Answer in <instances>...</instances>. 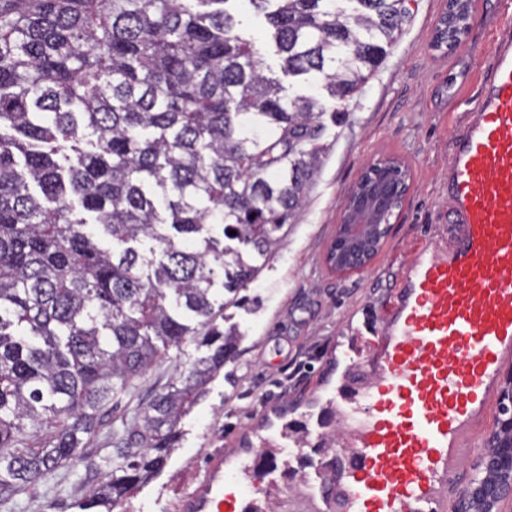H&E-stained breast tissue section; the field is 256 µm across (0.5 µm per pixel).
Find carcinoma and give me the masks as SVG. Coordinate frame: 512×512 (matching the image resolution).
<instances>
[{"instance_id": "1", "label": "carcinoma", "mask_w": 512, "mask_h": 512, "mask_svg": "<svg viewBox=\"0 0 512 512\" xmlns=\"http://www.w3.org/2000/svg\"><path fill=\"white\" fill-rule=\"evenodd\" d=\"M231 0H0V501L47 486L112 400L182 351L190 366L122 427L79 512H112L166 464L239 340L217 318L260 274L347 102L411 0H247L284 94ZM446 14L436 45L460 41ZM234 234H229V231ZM236 11L238 18L241 20L243 32L253 39L265 61V65L277 72L279 70L278 57L274 45L270 42L262 16L257 15L250 6L242 2H236Z\"/></svg>"}]
</instances>
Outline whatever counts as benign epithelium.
<instances>
[{
  "label": "benign epithelium",
  "instance_id": "7a95c632",
  "mask_svg": "<svg viewBox=\"0 0 512 512\" xmlns=\"http://www.w3.org/2000/svg\"><path fill=\"white\" fill-rule=\"evenodd\" d=\"M410 173L396 157H384L366 167L349 190L334 237L326 252L328 265L341 275L366 270L381 250L403 208ZM505 411L489 438L512 440V372L502 395ZM512 491V448H486L483 462L460 497L469 512H502V483Z\"/></svg>",
  "mask_w": 512,
  "mask_h": 512
}]
</instances>
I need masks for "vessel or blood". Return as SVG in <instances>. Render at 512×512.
Wrapping results in <instances>:
<instances>
[{
  "label": "vessel or blood",
  "instance_id": "1",
  "mask_svg": "<svg viewBox=\"0 0 512 512\" xmlns=\"http://www.w3.org/2000/svg\"><path fill=\"white\" fill-rule=\"evenodd\" d=\"M448 201V237L412 248L353 398H327L298 432L267 411L258 445L230 468L214 457L182 512H268L252 486L291 469L281 512H445L474 420L512 364L510 36L450 143Z\"/></svg>",
  "mask_w": 512,
  "mask_h": 512
}]
</instances>
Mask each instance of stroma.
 Here are the masks:
<instances>
[{"label": "stroma", "instance_id": "35a3bbf8", "mask_svg": "<svg viewBox=\"0 0 512 512\" xmlns=\"http://www.w3.org/2000/svg\"><path fill=\"white\" fill-rule=\"evenodd\" d=\"M400 41L372 79L349 101L343 126L326 123L323 164L309 198L280 248L254 256L258 279L246 302L227 308L221 328L240 341L182 423L166 466L114 512H180L210 458L233 457L256 444L265 408L307 410L331 385L342 338L353 335L363 310L384 307L413 245L445 234L448 223L449 144L471 119L481 92L496 16L512 23V0H472L474 22L455 49L434 44L448 0H413ZM383 156L410 170L403 210L367 270L340 275L326 263L327 247L345 198L367 165ZM111 425L84 450L85 462L58 469L57 493H27L26 512H76L75 502L101 476Z\"/></svg>", "mask_w": 512, "mask_h": 512}]
</instances>
